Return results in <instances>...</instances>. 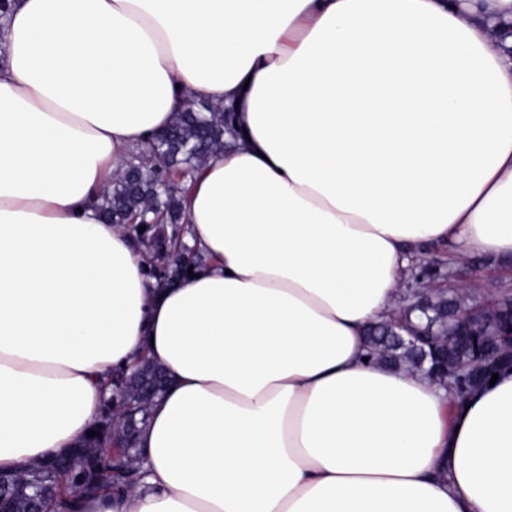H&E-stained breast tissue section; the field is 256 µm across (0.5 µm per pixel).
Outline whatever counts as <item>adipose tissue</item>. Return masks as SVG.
Listing matches in <instances>:
<instances>
[{"label": "adipose tissue", "mask_w": 512, "mask_h": 512, "mask_svg": "<svg viewBox=\"0 0 512 512\" xmlns=\"http://www.w3.org/2000/svg\"><path fill=\"white\" fill-rule=\"evenodd\" d=\"M235 139L195 278L100 205L187 98ZM512 260V0H16L0 18V473L142 359L139 485L81 512H512V370L465 405L367 361L430 245ZM152 366L154 367L155 365L146 362L136 368L129 376H127L129 389L131 391L143 392L144 394L142 395L141 399L144 400L147 404H151L152 400L157 395L162 393L158 391L160 386L159 382L155 383L147 377V369ZM131 398L138 410L129 415V418L132 421V430L135 432V434H137L141 426L144 425L147 421L149 415L148 405L144 404L142 400L137 396L131 395Z\"/></svg>", "instance_id": "ef3b65f1"}]
</instances>
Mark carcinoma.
<instances>
[{"mask_svg": "<svg viewBox=\"0 0 512 512\" xmlns=\"http://www.w3.org/2000/svg\"><path fill=\"white\" fill-rule=\"evenodd\" d=\"M167 137L152 140L139 157V165L126 168L117 175L104 195L103 215L106 223L130 224L132 217L147 210H155L166 222L141 227L133 225L143 245L156 255L151 274L183 277L191 262L200 260L192 249L183 248L182 255H173L160 246V238H168V230H177L183 219L181 199L188 191L187 182L194 171L212 154L224 150L226 137L234 129L226 109L216 107L204 99H193L178 113L167 128ZM439 261L421 269L413 267L411 278L430 283L445 279L449 268ZM464 301L461 290L450 283L426 293L421 307L412 306L413 300L403 299L398 317L408 324L410 331L421 341L409 345L402 341L404 332L393 322H383L369 329L371 354L380 362L403 366L424 373L439 384L454 382L457 396H462L471 380L476 385L491 380L501 367L509 366L512 345L500 344L503 365H490L473 351L463 352L448 348V316L451 308ZM137 411L130 415L132 430L139 432L148 418V405L132 397ZM113 410L106 406L95 435L87 446L68 459L41 462L29 470L13 475L10 484L0 493L10 497L15 512H29L26 494L37 488L44 505L54 504L57 512H70L74 496L86 495L112 486H131L138 480L135 465L124 458H116L107 447L112 441ZM67 487L76 495L59 496V489Z\"/></svg>", "mask_w": 512, "mask_h": 512, "instance_id": "carcinoma-1", "label": "carcinoma"}]
</instances>
